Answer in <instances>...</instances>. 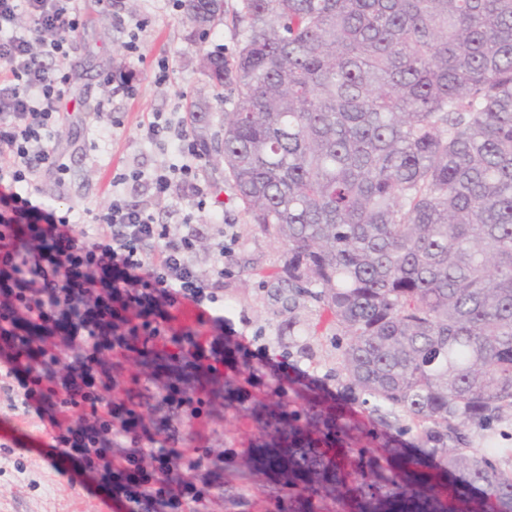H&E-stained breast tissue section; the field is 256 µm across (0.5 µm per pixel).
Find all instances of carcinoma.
Returning <instances> with one entry per match:
<instances>
[{
    "mask_svg": "<svg viewBox=\"0 0 512 512\" xmlns=\"http://www.w3.org/2000/svg\"><path fill=\"white\" fill-rule=\"evenodd\" d=\"M185 10L199 39L224 21V0ZM235 18L236 52L202 59L233 109L214 132L211 113L188 119L286 246L253 274L328 311L351 386L512 512V472L465 433L512 409V0H240ZM252 417L304 489L342 484L277 403ZM300 419L325 429L341 414ZM347 493L373 512H433L437 497L421 480Z\"/></svg>",
    "mask_w": 512,
    "mask_h": 512,
    "instance_id": "obj_1",
    "label": "carcinoma"
}]
</instances>
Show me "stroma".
Listing matches in <instances>:
<instances>
[{
	"label": "stroma",
	"instance_id": "1",
	"mask_svg": "<svg viewBox=\"0 0 512 512\" xmlns=\"http://www.w3.org/2000/svg\"><path fill=\"white\" fill-rule=\"evenodd\" d=\"M238 3L224 0V23L200 42L190 38L185 13L164 0H80L82 25L66 64L71 81L65 95L77 108L55 133L68 173L61 180L48 172L36 179L42 201L56 215H69L81 226L94 223L112 194L114 174L136 168L148 175L176 163L173 147L144 136L143 127L154 115L183 121L193 104L209 106L214 113L231 110V103L220 101L203 74L201 58L218 46L228 55L236 51L242 32L231 17ZM134 32L140 51L130 55L124 45ZM162 60L168 63V77L160 83L155 75ZM128 83L135 86L134 95L122 93ZM100 110L105 113L101 120L96 117ZM115 117L120 120L116 126L111 123ZM198 179L210 190L207 208L200 213L206 229L196 258L198 269L209 273L211 242L223 225H233L239 244L232 258L234 274L224 280L226 315L233 321L236 340L254 349L267 346L275 359L287 356L288 366L280 375L288 381V393L281 400L288 413L305 412L312 399L323 407L340 406L344 423L362 431L366 447L404 448L411 460L428 459V472L435 480L459 483L461 473L445 474L443 454L427 455L405 418L383 424L371 403L351 387L340 353L331 343L336 327L318 303L307 297L283 301L250 275L253 267L275 271L285 247L252 224L232 191L225 189L222 164L206 158ZM125 193L130 203L148 204L160 224L177 223L195 211L177 181L162 197L152 196L143 182L126 186ZM248 404L234 403L225 407L223 417L192 424L210 462L224 466L202 512H278V499L288 495L283 479L269 472L255 471L247 484L240 480L241 470L258 455L262 439L259 424L247 415ZM2 434L18 439L27 452L0 448V512H97V493H86L73 470L60 469L43 457L39 443L47 435L39 419L14 413L0 395ZM467 434L472 447L488 449L503 468L512 470V410L489 426L469 427ZM18 461L23 462L24 473L16 472Z\"/></svg>",
	"mask_w": 512,
	"mask_h": 512
}]
</instances>
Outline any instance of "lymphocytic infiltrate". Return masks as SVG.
Instances as JSON below:
<instances>
[{"mask_svg": "<svg viewBox=\"0 0 512 512\" xmlns=\"http://www.w3.org/2000/svg\"><path fill=\"white\" fill-rule=\"evenodd\" d=\"M22 15L33 28H19ZM80 25L77 0H0V393L47 423L49 456L69 462L122 512H200L219 471L178 450L175 434L219 412L195 381L204 362L224 361L232 330L224 277L237 239L228 231L213 244L205 276L193 260L204 236L194 215L159 224L116 191L97 224L78 229L33 203L42 170H67L54 132L70 79L63 63ZM145 135L171 142L181 165L147 178L118 173L113 185L144 179L161 196L177 179L205 211L194 139L160 115ZM187 301L212 327L210 345L171 326L170 308ZM170 346L177 355L165 375L144 377L148 394L114 396L126 361L148 362Z\"/></svg>", "mask_w": 512, "mask_h": 512, "instance_id": "lymphocytic-infiltrate-1", "label": "lymphocytic infiltrate"}]
</instances>
